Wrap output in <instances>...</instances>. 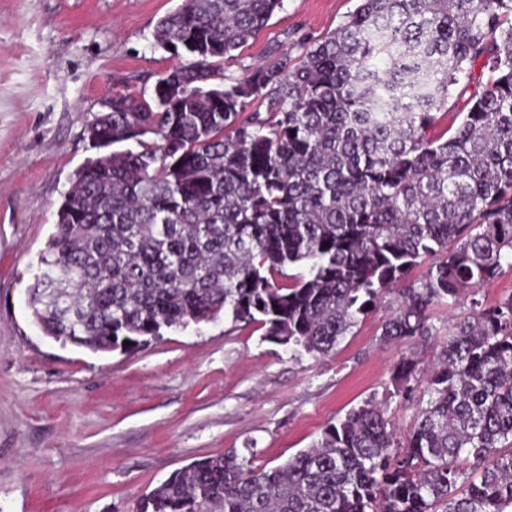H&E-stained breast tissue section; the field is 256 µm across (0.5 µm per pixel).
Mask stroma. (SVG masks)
Listing matches in <instances>:
<instances>
[{"mask_svg":"<svg viewBox=\"0 0 512 512\" xmlns=\"http://www.w3.org/2000/svg\"><path fill=\"white\" fill-rule=\"evenodd\" d=\"M180 0H0V512H133L192 462L252 450L275 467L369 398L400 436L414 404L393 397L401 358L427 369L435 346L386 344L377 305L324 359L220 319L169 330L130 353L94 354L43 336L27 288L76 170L85 129L112 93L151 91L174 63L151 48ZM358 0H284L224 73L239 78L333 33Z\"/></svg>","mask_w":512,"mask_h":512,"instance_id":"1","label":"stroma"}]
</instances>
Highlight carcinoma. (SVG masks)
<instances>
[{
    "instance_id": "obj_1",
    "label": "carcinoma",
    "mask_w": 512,
    "mask_h": 512,
    "mask_svg": "<svg viewBox=\"0 0 512 512\" xmlns=\"http://www.w3.org/2000/svg\"><path fill=\"white\" fill-rule=\"evenodd\" d=\"M282 3L181 0L157 22L177 63L86 128L112 152L64 195L32 316L92 353L224 317L321 358L384 300L381 340L404 342L467 297L408 438L370 398L281 465L192 462L133 512H512V292L478 298L512 272V0H359L303 56L212 83ZM454 97L460 121L436 136ZM415 373L393 368L406 399Z\"/></svg>"
}]
</instances>
